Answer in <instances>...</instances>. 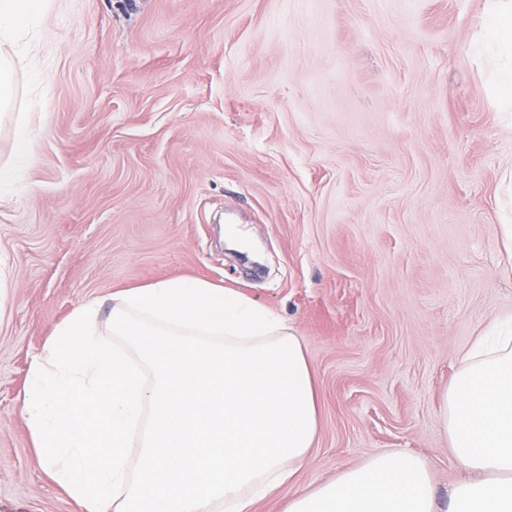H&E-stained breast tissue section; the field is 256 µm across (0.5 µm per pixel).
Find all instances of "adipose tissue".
Here are the masks:
<instances>
[{"label":"adipose tissue","mask_w":512,"mask_h":512,"mask_svg":"<svg viewBox=\"0 0 512 512\" xmlns=\"http://www.w3.org/2000/svg\"><path fill=\"white\" fill-rule=\"evenodd\" d=\"M47 0H0V109ZM472 54L512 112V0H482ZM39 466L79 512H512V325L461 355L442 427L470 472L440 504L428 462L387 452L313 489L296 488L320 429L298 338L263 304L199 279L114 295L104 332L90 301L59 325L24 395ZM137 449L136 468L128 449Z\"/></svg>","instance_id":"obj_1"}]
</instances>
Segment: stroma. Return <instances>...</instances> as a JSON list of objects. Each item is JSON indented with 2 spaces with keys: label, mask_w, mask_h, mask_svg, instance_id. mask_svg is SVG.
<instances>
[{
  "label": "stroma",
  "mask_w": 512,
  "mask_h": 512,
  "mask_svg": "<svg viewBox=\"0 0 512 512\" xmlns=\"http://www.w3.org/2000/svg\"><path fill=\"white\" fill-rule=\"evenodd\" d=\"M480 0H51L15 66L0 167V512H75L37 465L24 390L58 325L196 278L299 337L320 432L313 488L379 453L466 471L441 396L512 318L500 224L512 120L469 45ZM242 225L248 261L226 251ZM30 135L26 127L18 126L16 130L15 165L12 168H0V189L2 185H11L27 157Z\"/></svg>",
  "instance_id": "stroma-1"
}]
</instances>
